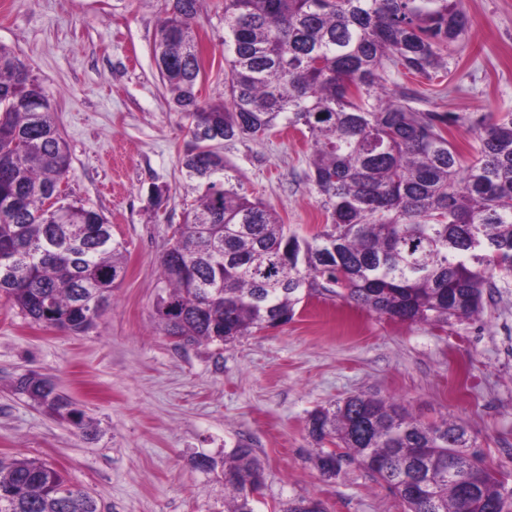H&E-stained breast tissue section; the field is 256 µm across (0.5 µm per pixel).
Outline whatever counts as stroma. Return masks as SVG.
<instances>
[{
	"instance_id": "1",
	"label": "stroma",
	"mask_w": 512,
	"mask_h": 512,
	"mask_svg": "<svg viewBox=\"0 0 512 512\" xmlns=\"http://www.w3.org/2000/svg\"><path fill=\"white\" fill-rule=\"evenodd\" d=\"M169 0H0V44L30 66L71 152L62 198L102 212L125 248L126 276L95 328L70 336L29 322L0 297V460L27 456L87 490L101 512H224L222 460L241 440L265 469L257 512L307 496L325 512H404L400 498L354 464L333 478L314 463V409L365 393L394 396L424 421L466 423L496 471L512 475V282L484 291L474 320L400 323L342 294L305 298L288 323L225 345L180 346L160 330V258L197 194L179 166L187 118L154 56ZM471 38L447 75L397 77L416 109L463 121L451 137L470 159L472 127L512 112V0H462ZM196 28L201 100L225 92L224 0H203ZM248 197L273 206L300 236L327 221L306 178L310 148L292 130L223 144ZM170 188L153 209V185ZM53 380L97 424L95 439L14 391L18 375Z\"/></svg>"
}]
</instances>
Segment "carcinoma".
I'll return each instance as SVG.
<instances>
[{
    "instance_id": "obj_1",
    "label": "carcinoma",
    "mask_w": 512,
    "mask_h": 512,
    "mask_svg": "<svg viewBox=\"0 0 512 512\" xmlns=\"http://www.w3.org/2000/svg\"><path fill=\"white\" fill-rule=\"evenodd\" d=\"M460 0H224L228 101H200L195 31L201 0H174L155 57L190 119L179 162L199 192L160 259L156 314L181 345L224 346L286 323L305 295L334 288L379 316L446 325L479 316L497 273L512 276V113L475 130L465 165L448 114L412 106L391 74L432 80L471 30ZM284 126L312 145L308 180L329 223L309 238L242 192L226 140ZM70 151L30 68L0 44V296L32 322L78 336L105 311L127 267L97 210L46 201ZM14 390L95 437L91 420L48 378ZM309 436L333 477L342 462L386 485L407 512H512L508 476L489 467L456 419L425 422L365 393L313 410ZM224 512H256L265 480L254 448L224 453ZM0 512H99L96 500L35 458L0 461Z\"/></svg>"
}]
</instances>
